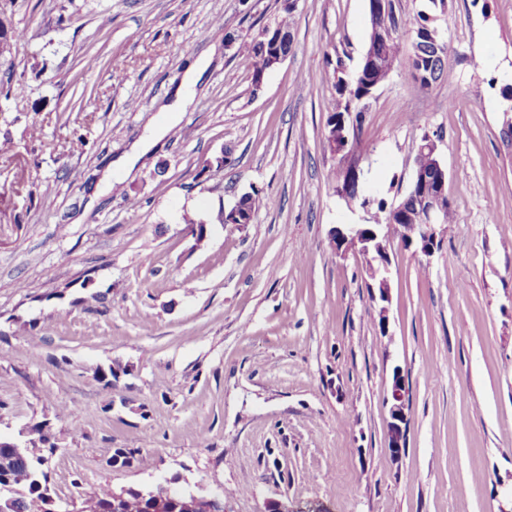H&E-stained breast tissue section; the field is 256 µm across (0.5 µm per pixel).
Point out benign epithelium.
I'll return each instance as SVG.
<instances>
[{
    "label": "benign epithelium",
    "instance_id": "7a95c632",
    "mask_svg": "<svg viewBox=\"0 0 512 512\" xmlns=\"http://www.w3.org/2000/svg\"><path fill=\"white\" fill-rule=\"evenodd\" d=\"M354 138V127L341 123L339 131L330 136L332 154L340 156L341 178L336 195L348 205L356 204L352 195L353 186L360 182L359 160L353 158L350 146ZM418 152L430 158L428 170L414 166L410 194L417 199L420 223H400V210H388L385 224H338L331 233V242L336 250L353 249L366 260V270L375 282L378 295V317L381 324L387 323L390 288V256L388 245L397 239L405 247L415 246L420 253L431 258L437 246V227L445 222L448 212L446 204L447 174L437 154V144L428 138L419 146ZM389 421L387 425V447L394 458H399L406 447L408 428L407 410L409 407V386L403 370L393 369L392 383L387 394ZM175 480L165 479L147 489L149 495L158 499H168L182 512H224V492L208 493L200 487L196 491H185L173 487Z\"/></svg>",
    "mask_w": 512,
    "mask_h": 512
}]
</instances>
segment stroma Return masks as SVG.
Masks as SVG:
<instances>
[{
    "instance_id": "stroma-1",
    "label": "stroma",
    "mask_w": 512,
    "mask_h": 512,
    "mask_svg": "<svg viewBox=\"0 0 512 512\" xmlns=\"http://www.w3.org/2000/svg\"><path fill=\"white\" fill-rule=\"evenodd\" d=\"M0 5L24 33L0 71L27 86L0 96V437L48 432L58 512L175 476L226 512H512V0H447V76L394 70L363 116L364 187L402 200L430 135L453 206L432 258L391 244L384 329L362 259L330 243L367 215L336 196L324 140L326 58L360 69L367 0H296L293 49L258 90L238 55L282 0ZM202 55L192 106L102 185ZM253 190L252 222L222 223ZM389 421L387 425V447L394 458H399L406 448L408 428L409 386L400 366L393 369L392 383L387 394Z\"/></svg>"
}]
</instances>
